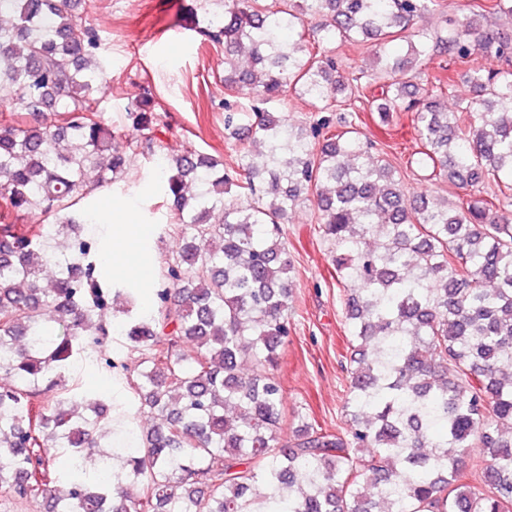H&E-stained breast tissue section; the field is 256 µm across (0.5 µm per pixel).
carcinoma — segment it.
I'll return each mask as SVG.
<instances>
[{"label":"carcinoma","instance_id":"1","mask_svg":"<svg viewBox=\"0 0 512 512\" xmlns=\"http://www.w3.org/2000/svg\"><path fill=\"white\" fill-rule=\"evenodd\" d=\"M209 2L200 34L224 44V87L248 90L225 101L228 139L245 120L254 136L232 165L194 151L169 162L162 191L181 244L142 310L138 289L101 276L102 239L74 233L97 217L73 207L121 167L99 112L109 66L83 0H0V87L26 116L0 127V508L512 512V29L498 23L512 0H483L494 22L451 21L444 34L413 28L440 0ZM308 16L320 19L310 40L298 31ZM361 42L371 70L340 75L335 49ZM475 48L493 66L465 74L475 96L448 112L453 74L427 65ZM287 88L321 116L295 127L269 112ZM356 110L386 125L411 114L420 146L405 166L372 150ZM408 169L467 194L411 197ZM489 180L498 193L477 197ZM312 198L345 292L348 390L344 425L302 415L286 440L274 367L294 264L282 225ZM21 212L44 222L17 224ZM44 264L57 268L47 286ZM119 299L121 320L105 324ZM116 332L119 358L107 349ZM79 362L129 390L119 435L101 397L68 387ZM472 445L484 452L468 463Z\"/></svg>","mask_w":512,"mask_h":512}]
</instances>
